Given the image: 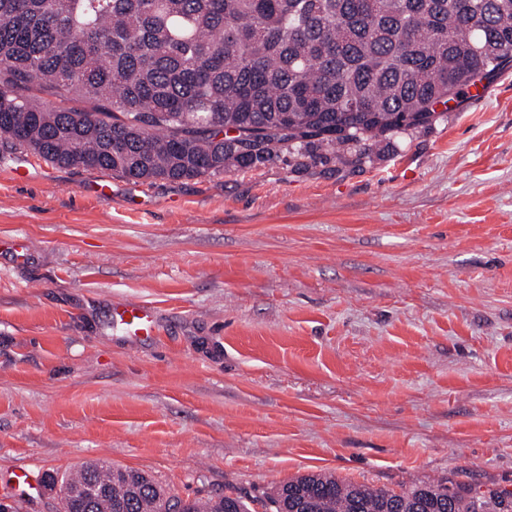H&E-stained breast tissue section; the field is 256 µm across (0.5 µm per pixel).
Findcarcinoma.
Instances as JSON below:
<instances>
[{"label":"carcinoma","instance_id":"1","mask_svg":"<svg viewBox=\"0 0 512 512\" xmlns=\"http://www.w3.org/2000/svg\"><path fill=\"white\" fill-rule=\"evenodd\" d=\"M511 66L512 0H0V140L141 183L236 171L282 150L361 163ZM47 484L62 512H251L232 489L183 500L148 473L99 463ZM260 504L512 512V492L446 481L396 492L314 473Z\"/></svg>","mask_w":512,"mask_h":512}]
</instances>
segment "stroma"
Returning a JSON list of instances; mask_svg holds the SVG:
<instances>
[{
  "label": "stroma",
  "instance_id": "stroma-1",
  "mask_svg": "<svg viewBox=\"0 0 512 512\" xmlns=\"http://www.w3.org/2000/svg\"><path fill=\"white\" fill-rule=\"evenodd\" d=\"M108 182L110 194L96 193ZM0 499L87 462L512 491V69L361 164L141 184L0 142ZM155 307L130 344L110 306Z\"/></svg>",
  "mask_w": 512,
  "mask_h": 512
}]
</instances>
